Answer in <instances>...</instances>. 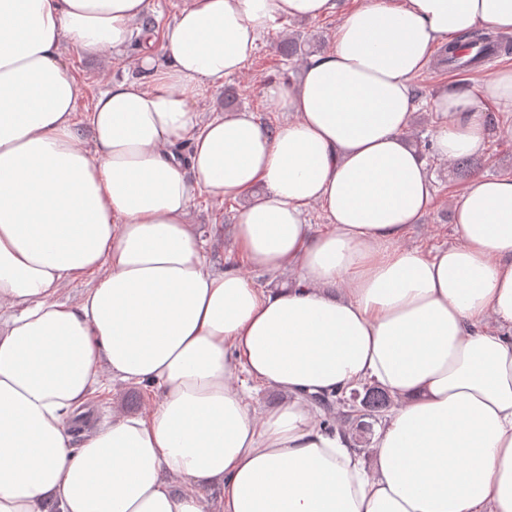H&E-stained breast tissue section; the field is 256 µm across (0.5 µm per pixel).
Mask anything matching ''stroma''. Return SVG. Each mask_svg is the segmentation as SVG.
<instances>
[{
    "label": "stroma",
    "mask_w": 512,
    "mask_h": 512,
    "mask_svg": "<svg viewBox=\"0 0 512 512\" xmlns=\"http://www.w3.org/2000/svg\"><path fill=\"white\" fill-rule=\"evenodd\" d=\"M361 2L340 0L336 12L318 20L282 23L274 34L263 40L246 67L227 78V85L235 87L237 92V109L249 110L260 119L273 114L280 122H287V113L279 111L277 105L266 98L264 87L270 82L280 83L286 79L298 82L302 66L297 63L293 68H285L276 50L278 39L293 37L305 40L318 55L331 52L336 46L335 32L343 12L359 6ZM64 52L68 69L80 89L77 119L81 122L85 121L99 92L111 81L138 73V45L133 41L122 51L107 57L89 55L70 46L65 47ZM504 68H512V52L500 53L479 70L464 76L434 61L417 78L416 83L432 97L440 89L458 80L469 88H477L483 79ZM478 160L481 164L480 175L489 178L512 175V114H503L496 137L488 140ZM426 161L435 188V202L422 217L420 224L414 226L404 240L406 246L424 253L455 242L453 208L468 184L467 177L460 174L457 162L447 161L434 154L427 156ZM241 207V201H233L231 206L226 207L199 192L194 196L191 220L205 235L211 225L221 223L228 227L234 224ZM156 402L155 392L141 385L108 381L97 386L95 394L89 396L84 406L87 425L72 431L73 447H80L91 427L111 421L115 412L146 413Z\"/></svg>",
    "instance_id": "35a3bbf8"
}]
</instances>
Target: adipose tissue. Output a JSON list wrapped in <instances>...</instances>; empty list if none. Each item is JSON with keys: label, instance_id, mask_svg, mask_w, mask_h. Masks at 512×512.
Listing matches in <instances>:
<instances>
[{"label": "adipose tissue", "instance_id": "obj_1", "mask_svg": "<svg viewBox=\"0 0 512 512\" xmlns=\"http://www.w3.org/2000/svg\"><path fill=\"white\" fill-rule=\"evenodd\" d=\"M150 7L0 0V512H205L211 483L220 512H512V176L470 179L456 243L403 244L433 199L406 140L414 80L463 33L512 34V0H364L297 87H265L290 116L274 132L197 97L335 0H184L83 144L63 47L121 50ZM492 104L512 112V69L444 91L434 152L481 154ZM198 191L248 197L236 251L291 287L214 266ZM243 376L286 402L255 417ZM105 377L158 405L71 447ZM365 384L396 401L370 461L315 411Z\"/></svg>", "mask_w": 512, "mask_h": 512}]
</instances>
